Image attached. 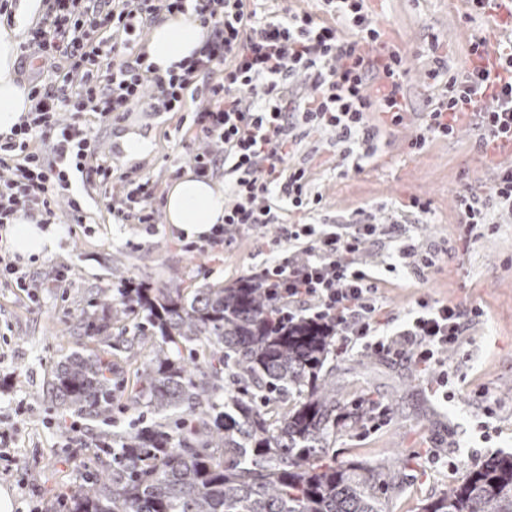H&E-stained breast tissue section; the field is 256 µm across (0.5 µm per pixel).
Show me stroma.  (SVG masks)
I'll return each instance as SVG.
<instances>
[{
	"label": "stroma",
	"instance_id": "35a3bbf8",
	"mask_svg": "<svg viewBox=\"0 0 512 512\" xmlns=\"http://www.w3.org/2000/svg\"><path fill=\"white\" fill-rule=\"evenodd\" d=\"M366 7L390 45L406 58L410 110L402 125L381 127L373 154L360 171L348 170L343 147H329L317 134L303 140L294 160L309 166L311 189L323 196L324 207L313 213V221L342 219L363 209L377 222L400 224L422 247L438 252L437 266L420 277L402 267L388 270L390 249L372 256L389 327L398 326L422 299L484 311L470 332L468 359L458 366L451 401L436 400L410 367L366 355L335 361L345 403L368 391L389 409L377 431H340L334 446L337 461L382 464L413 457L409 478L389 508L421 512L426 500L461 477L460 463L478 466L512 453V222L467 243L458 239L459 195H485L497 166L512 157L483 153L477 130L469 126L453 137L430 139L417 153L410 152L408 142L424 128L427 112L443 92L442 85L425 78L432 66L431 42L442 45L451 73L460 74L472 65L476 41L493 44L512 35V15L484 12L471 0H366ZM133 127L154 144L152 154L134 162L120 148ZM93 128L108 161L124 171L138 169L157 183L160 194L153 205L158 209L163 191L191 169L200 147L189 112L137 109ZM73 194L83 203V223H72L67 202L59 201L58 252L24 264L38 274L36 295L0 288V419L16 428L12 446L0 450V487H8L20 512H53L59 495L84 483L96 425L84 422L83 444H67L70 421L51 402L46 382L57 362L75 349L73 327L95 290L129 277L155 288L175 281L188 289L229 285L259 270L265 256L255 238L274 233L270 227L258 234L237 232L224 250L193 252L168 224L114 223L101 191L81 180H74ZM414 196L427 204V213L409 208ZM56 266L68 270L65 287L48 278ZM480 390L498 402L490 420L495 435L488 443L473 427L478 411L474 395Z\"/></svg>",
	"mask_w": 512,
	"mask_h": 512
}]
</instances>
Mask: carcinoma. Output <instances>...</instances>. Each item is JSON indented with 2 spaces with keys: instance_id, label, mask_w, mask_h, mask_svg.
<instances>
[{
  "instance_id": "1",
  "label": "carcinoma",
  "mask_w": 512,
  "mask_h": 512,
  "mask_svg": "<svg viewBox=\"0 0 512 512\" xmlns=\"http://www.w3.org/2000/svg\"><path fill=\"white\" fill-rule=\"evenodd\" d=\"M73 350L51 373L57 408L101 423L87 486L60 512H390L386 492L410 463L338 462L330 445L369 404H345L323 372L336 350L327 326H290L247 277L198 288L123 279L101 288ZM137 365L131 402L143 408L114 429L121 380L116 353ZM421 512H512V455L479 467Z\"/></svg>"
}]
</instances>
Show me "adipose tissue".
<instances>
[{"label": "adipose tissue", "mask_w": 512, "mask_h": 512, "mask_svg": "<svg viewBox=\"0 0 512 512\" xmlns=\"http://www.w3.org/2000/svg\"><path fill=\"white\" fill-rule=\"evenodd\" d=\"M23 36L22 25L0 24V135H10L30 108L27 90L16 81L14 71L17 47ZM206 32L194 12L163 14L151 27L147 42L148 60L166 75L174 65L199 51ZM164 217L186 238L210 235L214 225L224 221L222 182L185 172L169 186L164 201ZM55 225L39 226L25 215L0 231V246L22 257L49 254L58 248Z\"/></svg>", "instance_id": "ef3b65f1"}]
</instances>
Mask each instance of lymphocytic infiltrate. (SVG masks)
<instances>
[{
    "label": "lymphocytic infiltrate",
    "mask_w": 512,
    "mask_h": 512,
    "mask_svg": "<svg viewBox=\"0 0 512 512\" xmlns=\"http://www.w3.org/2000/svg\"><path fill=\"white\" fill-rule=\"evenodd\" d=\"M324 2L331 17L318 21L305 11L259 14V0H44L43 14L18 46L20 64L37 63L27 78L31 108L10 136L0 137V229L20 212L55 223L61 197L73 223H82L83 208L71 192L76 174L108 191L113 220L155 223V183L103 159L89 120L111 122L138 106L181 112L196 101L194 124L204 147L194 170L201 177L224 172L229 196L223 224L198 251L218 250L231 232L276 225L257 278L279 294L286 317L329 325L337 354L412 364L432 396L446 401L456 376L448 357L466 358L467 336L483 309L422 300L402 325L386 329L380 282L366 256L392 245L403 266L421 275L435 267L437 252L422 249L399 225L373 223L360 211L336 223L304 220L323 197L310 194L307 166L291 161L303 139L325 132L338 144L366 143L377 134L371 115L398 125L408 110L406 61L389 48L364 0ZM189 10L208 38L198 55L159 76L148 61L147 30L162 13ZM496 54V75L480 61L460 76L442 62L428 70L429 79L444 80L445 92L410 149L422 150L429 136L448 137L465 124L478 130L483 152L512 143V39L499 43ZM283 201L301 221L283 222ZM459 207L460 240L494 230L491 213L512 216V166L500 169L485 197L461 195Z\"/></svg>",
    "instance_id": "obj_1"
}]
</instances>
